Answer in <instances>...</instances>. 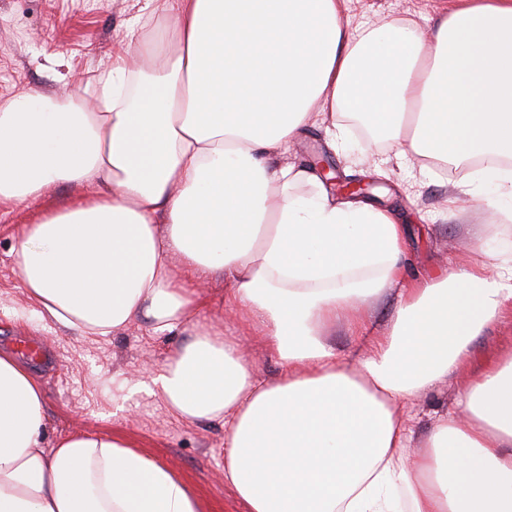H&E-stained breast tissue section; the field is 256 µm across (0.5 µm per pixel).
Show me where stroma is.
Wrapping results in <instances>:
<instances>
[{
	"mask_svg": "<svg viewBox=\"0 0 512 512\" xmlns=\"http://www.w3.org/2000/svg\"><path fill=\"white\" fill-rule=\"evenodd\" d=\"M455 0H349L347 16L372 24L388 17L412 19L429 33L438 10ZM148 10L147 0H0V105L41 93L58 100L96 91L100 64L127 45L129 25ZM368 135L353 129L338 150H331L323 130L311 127L295 142L291 161L332 166L329 187L364 183L363 197L395 211L409 230L413 272L436 276L449 262L468 258L479 244L495 245L512 234V221L492 222L469 206L448 210V197L462 176L452 165L420 171L418 162L399 164L388 148L367 156ZM65 184L47 186L29 206L0 208V352L16 353L22 337L42 340L45 365H32L44 396L45 447L77 434H105L174 469L200 494L206 512H245L224 481V423L190 421L172 413L164 399L144 390L186 333L156 334L134 323L107 337L83 336L40 319L30 305L14 263L17 237L24 225L61 208L74 194ZM478 225L473 237L467 225ZM188 287L206 301L205 321L225 330L234 323L224 311L228 280H197L185 274ZM512 351V312L472 343V359L427 396L409 401L407 410L425 432L438 413L449 408L460 380L473 377L486 359Z\"/></svg>",
	"mask_w": 512,
	"mask_h": 512,
	"instance_id": "1",
	"label": "stroma"
}]
</instances>
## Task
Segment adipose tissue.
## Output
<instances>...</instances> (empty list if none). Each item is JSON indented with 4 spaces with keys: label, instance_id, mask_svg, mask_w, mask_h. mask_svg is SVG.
<instances>
[{
    "label": "adipose tissue",
    "instance_id": "1",
    "mask_svg": "<svg viewBox=\"0 0 512 512\" xmlns=\"http://www.w3.org/2000/svg\"><path fill=\"white\" fill-rule=\"evenodd\" d=\"M97 94L0 106V203L81 192L23 231L36 313L84 336L191 328L152 383L171 411L224 422V480L246 512H512V353L482 362L416 438L405 403L471 360L512 307V240L439 276L407 272L406 225L286 162L303 129L350 120L413 157L464 166L459 195L512 220V0H472L430 35L342 19L347 0H149ZM224 275L236 333L198 323L181 272ZM393 298L387 332L368 336ZM368 336L341 358L336 328ZM260 330L281 366L256 380ZM43 393L0 353V512H204L171 468L109 435L44 447ZM240 351L252 364L254 375L258 380L270 382L280 375V366L267 352L259 330L243 337Z\"/></svg>",
    "mask_w": 512,
    "mask_h": 512
}]
</instances>
